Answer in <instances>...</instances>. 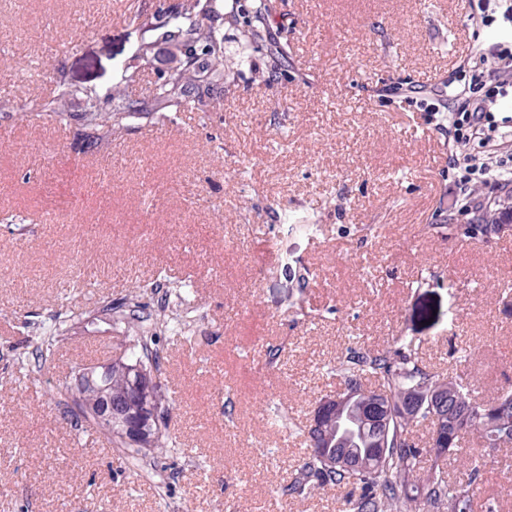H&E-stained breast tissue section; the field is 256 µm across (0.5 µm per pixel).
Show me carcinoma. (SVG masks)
<instances>
[{
  "label": "carcinoma",
  "mask_w": 512,
  "mask_h": 512,
  "mask_svg": "<svg viewBox=\"0 0 512 512\" xmlns=\"http://www.w3.org/2000/svg\"><path fill=\"white\" fill-rule=\"evenodd\" d=\"M270 0H258L244 11L228 9L222 0L189 3L166 16H147L142 26L150 32L170 34L176 50L194 45L186 70L204 69L217 84L224 83V17L246 29L254 42L268 29ZM183 77L164 79L154 94L157 111L174 120L187 108L206 111L211 92L189 101L180 92ZM73 91L58 83L47 101L50 115L65 124L71 117ZM80 120L86 130L112 135L127 127L128 112H116L108 101L89 89L83 92ZM512 221V206L504 208L496 224H464L465 234H497ZM155 339L141 334L124 358L106 365V373L93 371L92 382L64 403V414L97 431L117 438L124 448L136 451L156 448L163 452L162 428L168 409L162 384L152 375L160 369L161 356L152 348ZM340 384L351 391L350 399L336 402L322 397L314 412L315 426L308 429L310 451L302 460L290 488L300 494L326 486L346 491L348 512H409L413 503L426 512H472L478 470L452 478L439 461L459 451L467 433L477 435L485 448L512 446V389L503 388L490 399L478 402L466 379L457 375L440 379L424 368L410 346L375 351L349 347L336 365ZM112 402V425L96 420L97 407ZM427 423L430 435L425 446L434 455V468L426 479L414 480L421 455L413 429Z\"/></svg>",
  "instance_id": "cac0c4a2"
}]
</instances>
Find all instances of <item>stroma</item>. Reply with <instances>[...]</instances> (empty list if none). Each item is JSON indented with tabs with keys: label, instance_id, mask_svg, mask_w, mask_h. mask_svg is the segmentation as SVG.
I'll list each match as a JSON object with an SVG mask.
<instances>
[{
	"label": "stroma",
	"instance_id": "stroma-1",
	"mask_svg": "<svg viewBox=\"0 0 512 512\" xmlns=\"http://www.w3.org/2000/svg\"><path fill=\"white\" fill-rule=\"evenodd\" d=\"M483 2L271 0L275 42L225 28L209 111L139 113L99 146L42 106L59 76L150 102L168 43L116 81L158 0H0V512H346L336 489L289 485L347 347L414 341L420 365L464 373L479 400L512 385V227L460 233L481 217L460 212L446 112L417 93L467 89L464 59L495 56L506 30L481 24ZM129 297L136 314L104 312ZM162 311L189 333H157L168 450L152 458L63 408L79 368L124 356ZM61 324L41 358L38 336ZM21 353L42 371L20 374ZM461 445L443 467L478 465L473 512H512V448Z\"/></svg>",
	"mask_w": 512,
	"mask_h": 512
}]
</instances>
